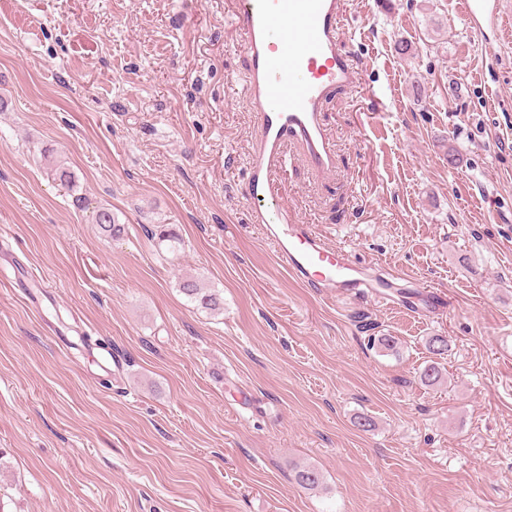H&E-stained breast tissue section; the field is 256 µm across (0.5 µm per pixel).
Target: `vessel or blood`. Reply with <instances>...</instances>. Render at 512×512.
Segmentation results:
<instances>
[{"instance_id":"1","label":"vessel or blood","mask_w":512,"mask_h":512,"mask_svg":"<svg viewBox=\"0 0 512 512\" xmlns=\"http://www.w3.org/2000/svg\"><path fill=\"white\" fill-rule=\"evenodd\" d=\"M470 33L493 49L505 0H461ZM347 0H235L233 25L246 59L242 93L257 125L246 168L251 223L263 225L279 261L308 288L334 296L399 290L398 276L367 281L349 251L331 247L311 225L298 223L280 204L276 176L296 143L320 177L336 174V151L322 119L339 91L355 89L360 69L342 48Z\"/></svg>"}]
</instances>
